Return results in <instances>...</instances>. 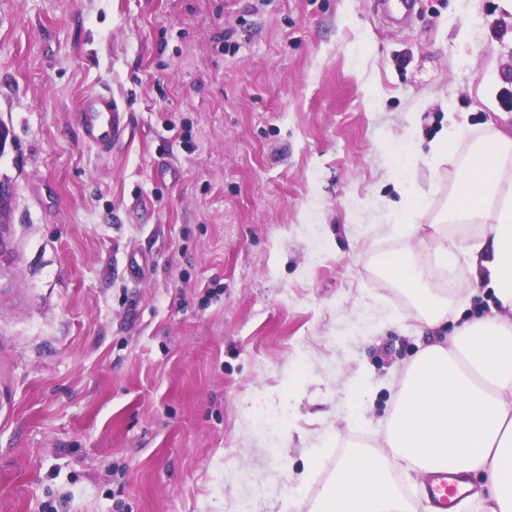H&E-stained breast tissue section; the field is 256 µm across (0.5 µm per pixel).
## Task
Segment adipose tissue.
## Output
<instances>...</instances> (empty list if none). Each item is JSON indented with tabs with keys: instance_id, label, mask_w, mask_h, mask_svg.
I'll list each match as a JSON object with an SVG mask.
<instances>
[{
	"instance_id": "obj_1",
	"label": "adipose tissue",
	"mask_w": 512,
	"mask_h": 512,
	"mask_svg": "<svg viewBox=\"0 0 512 512\" xmlns=\"http://www.w3.org/2000/svg\"><path fill=\"white\" fill-rule=\"evenodd\" d=\"M401 150L394 177L400 198L390 211L409 238L416 227L402 218L409 210L423 215L427 199L412 190L411 141ZM511 161L512 134L497 131L475 141L460 167L445 219L483 225L481 240L465 249L441 236L432 260L409 250L386 261L387 274L407 289L429 327L447 320L450 304L428 281L462 256L486 280L491 312L465 320L402 368L381 447L348 451L309 512H416L393 479L397 466L420 476L463 475L455 512H512V179L503 175ZM476 476L482 484H473Z\"/></svg>"
}]
</instances>
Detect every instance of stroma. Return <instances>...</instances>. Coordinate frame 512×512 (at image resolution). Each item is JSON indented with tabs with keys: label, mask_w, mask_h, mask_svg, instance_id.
<instances>
[{
	"label": "stroma",
	"mask_w": 512,
	"mask_h": 512,
	"mask_svg": "<svg viewBox=\"0 0 512 512\" xmlns=\"http://www.w3.org/2000/svg\"><path fill=\"white\" fill-rule=\"evenodd\" d=\"M493 71L512 73L505 0H415L405 23L381 0H0V512H308L435 337L384 277L408 246L383 207L395 145L414 139L434 247L447 112L463 156L512 132ZM89 93L124 113L111 153L76 126ZM456 273L455 306L490 313ZM357 373L369 426L347 416ZM465 131L466 128L459 125L448 135V124L446 127H443L439 135L433 141L432 163L435 168L448 162V160H454L456 158L457 145L463 138ZM12 196L9 194L0 195V261L7 262L13 257V250L8 229L11 223ZM323 450L315 448L306 458V464L300 472L293 476V480L300 490H305L312 480L314 472L319 470L322 465Z\"/></svg>",
	"instance_id": "stroma-1"
}]
</instances>
